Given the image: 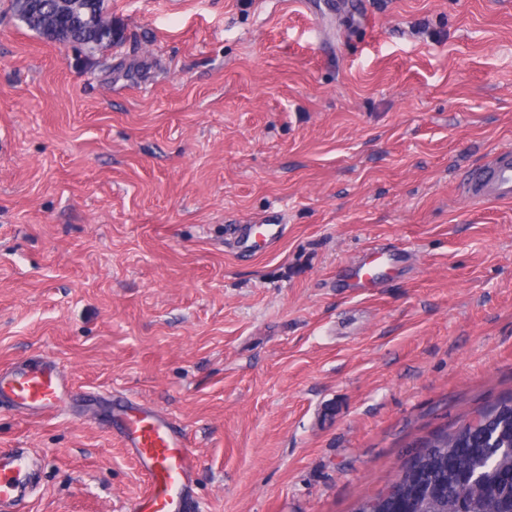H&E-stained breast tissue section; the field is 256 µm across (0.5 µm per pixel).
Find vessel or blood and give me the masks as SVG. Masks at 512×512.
<instances>
[{
	"instance_id": "vessel-or-blood-1",
	"label": "vessel or blood",
	"mask_w": 512,
	"mask_h": 512,
	"mask_svg": "<svg viewBox=\"0 0 512 512\" xmlns=\"http://www.w3.org/2000/svg\"><path fill=\"white\" fill-rule=\"evenodd\" d=\"M462 192L472 201L511 203L512 150L491 153L470 172ZM395 258L394 252L384 249L364 252L351 266L353 287H376L381 281L380 265ZM74 396L71 380L52 358L0 367V409L48 417ZM109 426L147 480L130 512H195L193 476L199 462L184 428L158 409L124 395L112 401ZM28 473L29 462L23 453L14 448L0 452L1 505L15 510L24 501L22 488Z\"/></svg>"
}]
</instances>
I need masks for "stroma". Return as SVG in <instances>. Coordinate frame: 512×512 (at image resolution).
I'll return each instance as SVG.
<instances>
[{
    "label": "stroma",
    "instance_id": "obj_1",
    "mask_svg": "<svg viewBox=\"0 0 512 512\" xmlns=\"http://www.w3.org/2000/svg\"><path fill=\"white\" fill-rule=\"evenodd\" d=\"M94 49L0 0V365L175 418L197 512H354L512 394V0H105ZM286 222L270 252L232 224ZM401 256L348 283L369 245ZM107 406L27 419L21 512H129ZM462 193L471 201L512 202V150L491 153L485 163L470 172Z\"/></svg>",
    "mask_w": 512,
    "mask_h": 512
}]
</instances>
